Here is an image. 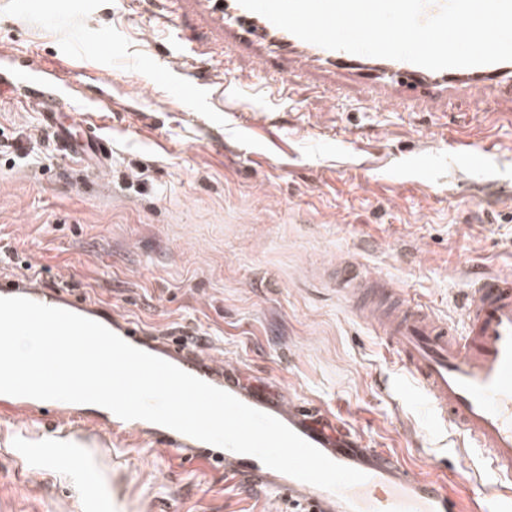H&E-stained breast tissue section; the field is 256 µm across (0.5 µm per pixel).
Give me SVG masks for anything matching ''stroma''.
I'll return each mask as SVG.
<instances>
[{"instance_id":"stroma-1","label":"stroma","mask_w":512,"mask_h":512,"mask_svg":"<svg viewBox=\"0 0 512 512\" xmlns=\"http://www.w3.org/2000/svg\"><path fill=\"white\" fill-rule=\"evenodd\" d=\"M164 0H0V81L44 65L85 73L82 97L112 151L106 169L71 159L36 106L0 96V277L31 274L92 302L103 322L229 367L268 402L302 407L327 430L450 491L482 498L494 480L452 428L436 425L384 341L352 306L336 266L382 278L458 318L467 271L512 273V101L483 117L368 105L353 84L252 79L222 65L220 36L194 15L166 35ZM196 52L185 65L184 47ZM239 99L208 101L222 82ZM477 135L474 159L452 141ZM57 430L0 414V512H67L80 476L129 512H297L223 469L188 467L132 435L115 457L90 446L60 461L14 442Z\"/></svg>"}]
</instances>
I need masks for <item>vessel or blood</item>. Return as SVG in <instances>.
Segmentation results:
<instances>
[{
	"label": "vessel or blood",
	"mask_w": 512,
	"mask_h": 512,
	"mask_svg": "<svg viewBox=\"0 0 512 512\" xmlns=\"http://www.w3.org/2000/svg\"><path fill=\"white\" fill-rule=\"evenodd\" d=\"M197 3L211 26L223 31L226 51L251 55L257 65L255 74L262 80L275 66L284 79L301 70L310 77L354 81L366 100L375 104L434 105L472 96L483 112L496 111L503 94L512 95V62L431 71L405 61L328 50L305 42L245 9L239 0ZM13 80L26 101L35 103L43 125L58 138H65L58 119L67 113V103L51 72L19 71ZM69 115L74 128L81 131L80 140L69 145L71 153L106 157L105 140L86 130L85 116ZM344 280L352 295L362 300L359 313L413 379L436 421L454 428L467 447L479 450L486 459L497 489L487 494L481 512H512V275L471 269L456 323L409 303L394 290L365 287L352 273H345ZM0 289L47 306H63L70 312L75 309L74 304H63L61 296L49 293L26 275L1 280ZM120 333L135 347L157 352L135 326L121 325ZM160 355L243 403L266 411V403L256 395L225 381L222 366L170 346ZM274 416L333 461L366 474V481L337 494L273 470L254 456L215 447L162 425L127 421L113 414L102 424L116 438L135 428L158 436L184 464H222L225 471L245 474L267 489L287 495L307 512H460V499L449 492L445 479L411 474L385 453L357 450L348 439L329 443L301 414L278 410Z\"/></svg>",
	"instance_id": "b4317fda"
}]
</instances>
